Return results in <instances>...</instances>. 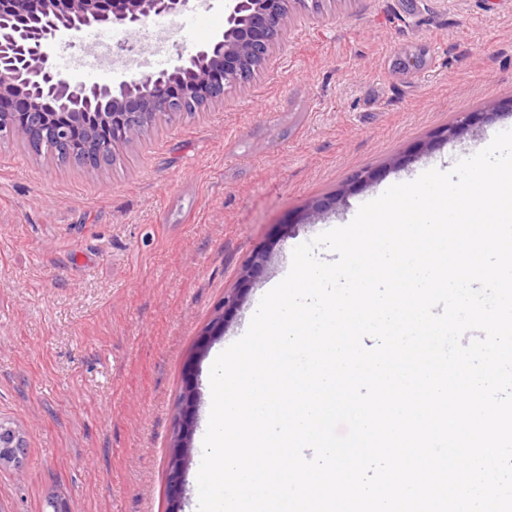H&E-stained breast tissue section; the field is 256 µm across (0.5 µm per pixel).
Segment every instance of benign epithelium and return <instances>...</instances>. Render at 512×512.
<instances>
[{
  "mask_svg": "<svg viewBox=\"0 0 512 512\" xmlns=\"http://www.w3.org/2000/svg\"><path fill=\"white\" fill-rule=\"evenodd\" d=\"M0 0V142L29 141L49 126L42 99L51 97L59 111L95 118L88 129L84 162L93 163L106 150L132 143L145 127L166 120L182 102L205 98L204 106L224 101L225 90L238 84L252 60L265 63L278 40L290 34L289 0H227L224 32L195 52L180 54L170 71L135 78L117 88L106 84L74 86L47 66L59 38L87 27L135 29L154 16H177L190 0ZM270 247L252 254L241 283L246 285L270 258ZM245 289L224 295L202 334L199 350L224 333L226 314L239 307ZM197 384L187 367L182 409L175 416L174 459L170 462L169 512H182L184 483L194 429ZM22 441L0 423V464L17 457Z\"/></svg>",
  "mask_w": 512,
  "mask_h": 512,
  "instance_id": "benign-epithelium-1",
  "label": "benign epithelium"
}]
</instances>
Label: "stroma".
<instances>
[{
    "mask_svg": "<svg viewBox=\"0 0 512 512\" xmlns=\"http://www.w3.org/2000/svg\"><path fill=\"white\" fill-rule=\"evenodd\" d=\"M224 30L107 29L189 54ZM512 0H327L222 105L150 127L112 167L63 165L0 143V421L25 440L0 467V512H166L172 422L198 375L194 445L215 355L242 334L293 249L351 222L390 186L512 129ZM359 171L368 186L346 191ZM335 206L313 215L315 201ZM275 248L200 360L196 344L255 249Z\"/></svg>",
    "mask_w": 512,
    "mask_h": 512,
    "instance_id": "35a3bbf8",
    "label": "stroma"
}]
</instances>
